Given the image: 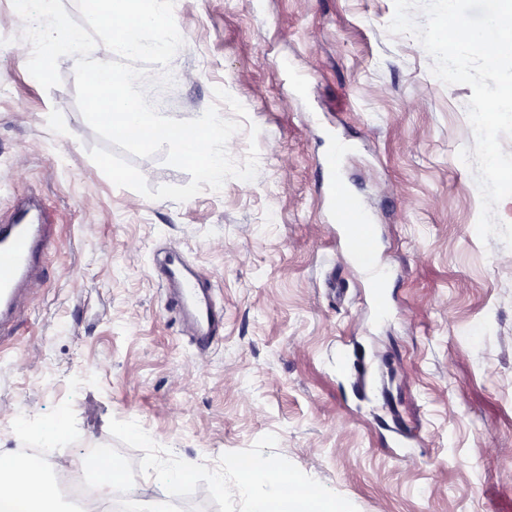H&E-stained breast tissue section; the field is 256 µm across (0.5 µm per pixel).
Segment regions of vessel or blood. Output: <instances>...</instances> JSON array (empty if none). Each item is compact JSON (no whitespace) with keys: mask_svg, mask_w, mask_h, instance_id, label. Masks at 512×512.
<instances>
[{"mask_svg":"<svg viewBox=\"0 0 512 512\" xmlns=\"http://www.w3.org/2000/svg\"><path fill=\"white\" fill-rule=\"evenodd\" d=\"M341 155L337 149L319 162L330 177V218L343 227L350 258L366 278L374 304L382 312L389 273L380 262L376 226L366 207L337 175ZM51 244L52 227L38 208H22L10 223L0 224V339L14 332L26 296L38 286L40 259ZM160 275L172 308L195 328L193 343L200 348L210 346L224 325V315L211 304L206 279L173 254L161 263Z\"/></svg>","mask_w":512,"mask_h":512,"instance_id":"obj_1","label":"vessel or blood"}]
</instances>
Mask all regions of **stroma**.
Returning a JSON list of instances; mask_svg holds the SVG:
<instances>
[{
    "label": "stroma",
    "instance_id": "35a3bbf8",
    "mask_svg": "<svg viewBox=\"0 0 512 512\" xmlns=\"http://www.w3.org/2000/svg\"><path fill=\"white\" fill-rule=\"evenodd\" d=\"M393 0H176L184 39L143 82L162 115L217 105L258 145L253 181L190 200L115 186L78 110L74 59L44 90L12 0H0V219L27 199L56 226L43 283L0 343V456L118 455L125 489L191 512H251V463L287 467L315 505L347 512H512V250L481 241L469 86L392 35ZM170 72L171 87L157 86ZM259 128L250 138L249 125ZM377 227L378 313L330 220L318 162ZM174 252L224 311L192 344L156 273Z\"/></svg>",
    "mask_w": 512,
    "mask_h": 512
}]
</instances>
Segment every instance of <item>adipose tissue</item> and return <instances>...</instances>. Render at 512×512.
I'll return each mask as SVG.
<instances>
[{"instance_id":"ef3b65f1","label":"adipose tissue","mask_w":512,"mask_h":512,"mask_svg":"<svg viewBox=\"0 0 512 512\" xmlns=\"http://www.w3.org/2000/svg\"><path fill=\"white\" fill-rule=\"evenodd\" d=\"M54 501L42 466L18 457L12 471H0V512H45Z\"/></svg>"}]
</instances>
